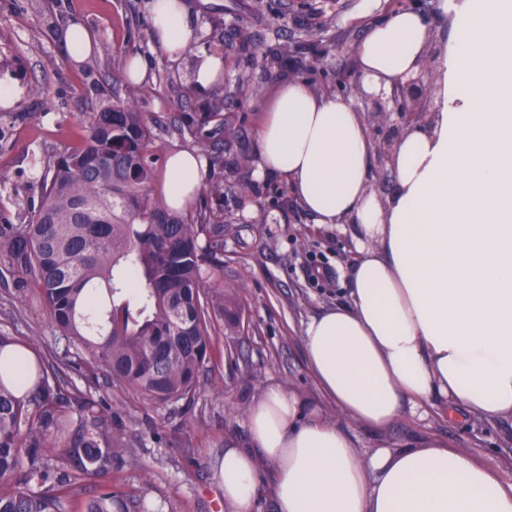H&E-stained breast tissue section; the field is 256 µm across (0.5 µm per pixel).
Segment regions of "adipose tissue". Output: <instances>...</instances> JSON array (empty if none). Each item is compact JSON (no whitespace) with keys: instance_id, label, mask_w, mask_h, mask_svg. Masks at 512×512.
I'll list each match as a JSON object with an SVG mask.
<instances>
[{"instance_id":"adipose-tissue-1","label":"adipose tissue","mask_w":512,"mask_h":512,"mask_svg":"<svg viewBox=\"0 0 512 512\" xmlns=\"http://www.w3.org/2000/svg\"><path fill=\"white\" fill-rule=\"evenodd\" d=\"M148 7L154 46L180 62L200 38L186 0ZM438 7L456 37L432 122L411 125L389 158L387 204L367 187L371 140L342 95L285 81L255 148L256 179L285 180L314 224L359 227L347 299L308 319L302 351L324 400L379 429L436 400L489 422L512 416V0ZM429 34L411 9L373 26L356 49L364 88L419 72ZM208 169L193 149L168 156L171 212L195 202ZM320 403L282 384L253 398L249 447L226 440L215 468L228 512H253L265 495L274 512H512L495 458L435 436L363 455Z\"/></svg>"}]
</instances>
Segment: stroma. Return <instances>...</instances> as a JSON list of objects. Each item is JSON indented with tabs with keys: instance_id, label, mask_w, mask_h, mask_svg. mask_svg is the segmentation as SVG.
Listing matches in <instances>:
<instances>
[{
	"instance_id": "obj_1",
	"label": "stroma",
	"mask_w": 512,
	"mask_h": 512,
	"mask_svg": "<svg viewBox=\"0 0 512 512\" xmlns=\"http://www.w3.org/2000/svg\"><path fill=\"white\" fill-rule=\"evenodd\" d=\"M200 12L202 36L180 64H172L150 42L147 0H0V78L18 82L11 109L0 108V224L18 223L42 199L41 169L78 146L88 134L91 112L125 99L135 90V109L150 126L152 153L166 157L206 145L210 172L196 203L209 223L224 227L222 268L212 286L230 290L240 325L216 319L218 351L200 372L191 402H158L113 379L104 366L87 365V354L53 326L46 307L17 287L19 274L0 254V336L28 346L49 378L77 387L105 403L117 437L119 466L113 483L125 493L129 512L151 505L161 512H217L222 492L214 468L225 440L249 445L245 412L267 384L280 382L314 398L318 391L302 352L308 318L344 302L358 256L356 224L336 228L312 224L280 178L257 180L238 168L253 158L259 109L279 85L303 78L318 92L335 91L336 76L355 60L368 28L403 8L417 11L431 29L426 66L434 68L444 39L454 36L438 0H190ZM94 31L99 47L72 63L64 34L73 20ZM291 55H283V45ZM221 55L224 80L207 94L192 83L199 50ZM148 63L141 84L128 87L126 56ZM301 58L313 60L299 70ZM222 103L213 113V103ZM25 113L22 121L14 113ZM235 119L232 137L219 129L221 116ZM222 184L223 194L213 185ZM326 268L312 280V267ZM327 418L349 430L361 453L377 445H403L435 435L449 447L481 460L495 456L512 475V420L488 422L435 404L426 416L403 411L393 426L356 425L326 408Z\"/></svg>"
}]
</instances>
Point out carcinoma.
I'll return each instance as SVG.
<instances>
[{
    "label": "carcinoma",
    "instance_id": "obj_1",
    "mask_svg": "<svg viewBox=\"0 0 512 512\" xmlns=\"http://www.w3.org/2000/svg\"><path fill=\"white\" fill-rule=\"evenodd\" d=\"M149 127L125 102L94 113L82 144L60 156L37 211L0 225V252L54 325L117 381L157 401L194 400L215 351L224 226L181 218L150 193ZM34 389L0 376V512H58L78 480H98L83 512H127L112 489V427L100 403L27 366Z\"/></svg>",
    "mask_w": 512,
    "mask_h": 512
}]
</instances>
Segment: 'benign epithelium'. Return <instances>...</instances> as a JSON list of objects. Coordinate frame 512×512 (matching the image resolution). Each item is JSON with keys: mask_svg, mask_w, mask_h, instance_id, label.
Wrapping results in <instances>:
<instances>
[{"mask_svg": "<svg viewBox=\"0 0 512 512\" xmlns=\"http://www.w3.org/2000/svg\"><path fill=\"white\" fill-rule=\"evenodd\" d=\"M349 80L358 87V98L366 110L380 117L377 125L376 146L379 156H390L411 123H425L433 112L431 82L421 71L400 81L390 93L368 94L361 89L359 75L352 73Z\"/></svg>", "mask_w": 512, "mask_h": 512, "instance_id": "benign-epithelium-1", "label": "benign epithelium"}]
</instances>
